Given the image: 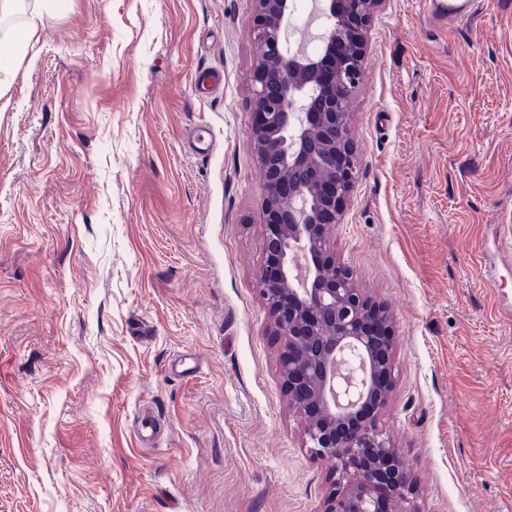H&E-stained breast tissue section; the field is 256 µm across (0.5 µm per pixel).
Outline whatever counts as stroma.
Here are the masks:
<instances>
[{
    "instance_id": "obj_1",
    "label": "stroma",
    "mask_w": 512,
    "mask_h": 512,
    "mask_svg": "<svg viewBox=\"0 0 512 512\" xmlns=\"http://www.w3.org/2000/svg\"><path fill=\"white\" fill-rule=\"evenodd\" d=\"M425 2L369 25L333 248L392 316L419 512H512V0ZM252 15L58 0L0 79V512H323L254 288ZM474 4L473 0H429L427 10L438 21L447 23L471 11Z\"/></svg>"
}]
</instances>
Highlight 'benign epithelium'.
<instances>
[{
    "instance_id": "1",
    "label": "benign epithelium",
    "mask_w": 512,
    "mask_h": 512,
    "mask_svg": "<svg viewBox=\"0 0 512 512\" xmlns=\"http://www.w3.org/2000/svg\"><path fill=\"white\" fill-rule=\"evenodd\" d=\"M383 2L318 0L328 24L309 55L284 48L293 0H253L259 63L250 135L264 173L266 226L255 288L283 346L279 375L304 418L303 446L336 462L323 512H387L386 498L418 512L411 472L379 425L394 385L392 321L356 288L331 243L356 170L349 101Z\"/></svg>"
}]
</instances>
